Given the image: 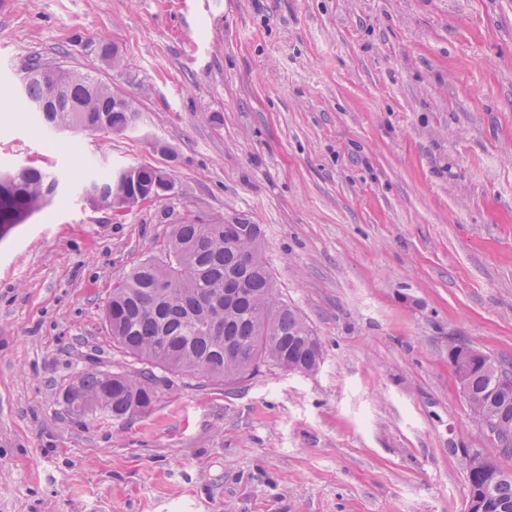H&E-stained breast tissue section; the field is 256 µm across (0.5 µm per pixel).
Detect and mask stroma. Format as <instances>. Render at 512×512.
Wrapping results in <instances>:
<instances>
[{"instance_id":"1","label":"stroma","mask_w":512,"mask_h":512,"mask_svg":"<svg viewBox=\"0 0 512 512\" xmlns=\"http://www.w3.org/2000/svg\"><path fill=\"white\" fill-rule=\"evenodd\" d=\"M34 57L133 97V130L33 122ZM1 97L0 171L67 189L0 235V512H465L459 451L494 443L448 352L512 369V0H0ZM138 165L177 193L81 199L88 168ZM222 216L261 225L318 370H160L148 411L71 415L81 374L143 368L113 279Z\"/></svg>"}]
</instances>
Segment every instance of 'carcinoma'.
<instances>
[{
    "mask_svg": "<svg viewBox=\"0 0 512 512\" xmlns=\"http://www.w3.org/2000/svg\"><path fill=\"white\" fill-rule=\"evenodd\" d=\"M46 68L41 60L31 59L22 69V98L29 106L47 98ZM63 73L62 104L52 112L37 113L42 123L78 131L101 121L113 134L135 123V112L114 104L112 86L80 71ZM122 172H90L97 206L112 208L120 194L143 199L165 195L170 179L166 169L140 166L128 177ZM61 183L57 173L31 167L0 185V226L24 223L50 203ZM105 320L113 344L147 369L136 375L82 374L80 397L68 395L66 402L78 407L81 397L93 400L116 419L152 406L153 367L225 383L253 376L266 366L309 374L322 357L319 337L295 309L277 298L262 254L260 225L242 219L202 222L186 217L173 224L163 256L149 255L113 280ZM510 376L512 372L499 368L473 371L469 402L474 414L498 403L496 384ZM482 457L485 464L476 467L470 456H461L468 498L480 500L487 512H512V472L497 465L494 452Z\"/></svg>",
    "mask_w": 512,
    "mask_h": 512,
    "instance_id": "carcinoma-1",
    "label": "carcinoma"
}]
</instances>
